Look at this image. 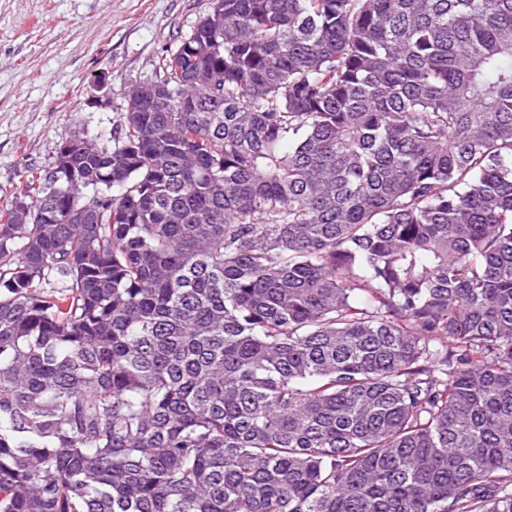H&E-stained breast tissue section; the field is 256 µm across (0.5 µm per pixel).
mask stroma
Segmentation results:
<instances>
[{
	"instance_id": "stroma-1",
	"label": "stroma",
	"mask_w": 512,
	"mask_h": 512,
	"mask_svg": "<svg viewBox=\"0 0 512 512\" xmlns=\"http://www.w3.org/2000/svg\"><path fill=\"white\" fill-rule=\"evenodd\" d=\"M210 0H0V203L73 131L114 129L132 84Z\"/></svg>"
}]
</instances>
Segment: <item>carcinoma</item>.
Instances as JSON below:
<instances>
[{
  "instance_id": "1",
  "label": "carcinoma",
  "mask_w": 512,
  "mask_h": 512,
  "mask_svg": "<svg viewBox=\"0 0 512 512\" xmlns=\"http://www.w3.org/2000/svg\"><path fill=\"white\" fill-rule=\"evenodd\" d=\"M0 204V512H512V0H211Z\"/></svg>"
}]
</instances>
